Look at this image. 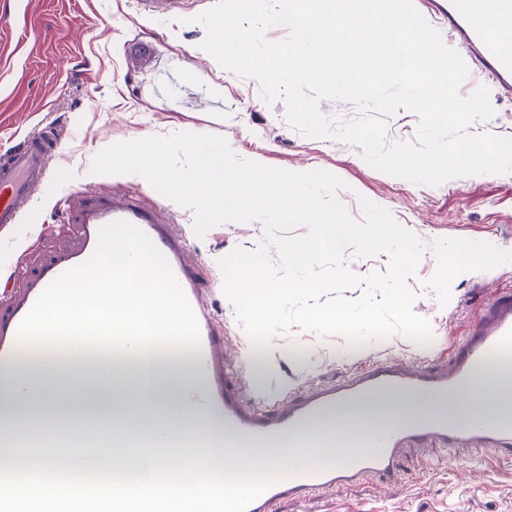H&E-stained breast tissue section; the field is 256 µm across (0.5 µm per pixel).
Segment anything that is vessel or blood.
Masks as SVG:
<instances>
[{
	"label": "vessel or blood",
	"mask_w": 512,
	"mask_h": 512,
	"mask_svg": "<svg viewBox=\"0 0 512 512\" xmlns=\"http://www.w3.org/2000/svg\"><path fill=\"white\" fill-rule=\"evenodd\" d=\"M494 15L500 25L488 28L483 19ZM448 30L481 72L512 91V0H452ZM58 139L44 133L28 134L0 162V228L19 223L31 205L33 193L48 178V160ZM125 220L140 228L163 253L189 300L199 322L196 350L189 353L192 374L200 382L195 391L182 393L192 406L201 430L209 439L223 437L224 452L215 456L223 464L238 448H282L287 440L309 435L314 447H328L321 424L339 407L365 401L382 389L421 396L439 409L424 418H412L375 433L370 446L345 463L307 467L305 460L290 459V471L273 477L272 485L248 507L247 512H273L284 499L357 484L367 477H393L402 448L427 444L434 448H493L512 458V410L470 418L452 411L456 400L481 386L483 377L502 365H512V294H502L487 306L477 324L456 347L448 368L404 366L392 359L362 365L340 381L306 391L285 393L260 406L243 393V377L227 371L224 334L206 304L207 290L199 283L188 259L189 238L172 218L132 197L94 195L75 207L76 229L69 245L39 260L36 268L0 289V395H10L18 371L37 375L42 354L22 342L21 322L38 296L60 275L84 263L94 252L101 227ZM56 464H64V449L89 447L92 434L76 437L44 428Z\"/></svg>",
	"instance_id": "b4317fda"
}]
</instances>
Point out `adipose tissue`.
<instances>
[{
	"label": "adipose tissue",
	"mask_w": 512,
	"mask_h": 512,
	"mask_svg": "<svg viewBox=\"0 0 512 512\" xmlns=\"http://www.w3.org/2000/svg\"><path fill=\"white\" fill-rule=\"evenodd\" d=\"M192 380L185 362L174 357L159 360L135 342L129 344L124 359L107 363L92 378L79 375L76 364L46 356L38 383L21 382L13 393L15 426L24 439L18 450L21 464L52 474L53 462L42 440V428L53 423L61 431L72 430L74 423L62 405L64 394L70 393L79 399L83 418L99 428L96 447L71 453V469L83 471L89 460L101 458L106 464L146 473L150 460L160 454L155 443L161 435L176 438L196 420L180 398L181 390ZM429 406L425 399L382 391L370 401L339 409L336 418L353 420L359 440H365L381 422L406 420ZM359 440L334 439L333 458L341 460L358 451Z\"/></svg>",
	"instance_id": "1"
}]
</instances>
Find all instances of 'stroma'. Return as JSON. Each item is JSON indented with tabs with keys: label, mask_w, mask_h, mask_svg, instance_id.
<instances>
[{
	"label": "stroma",
	"mask_w": 512,
	"mask_h": 512,
	"mask_svg": "<svg viewBox=\"0 0 512 512\" xmlns=\"http://www.w3.org/2000/svg\"><path fill=\"white\" fill-rule=\"evenodd\" d=\"M215 0H193L179 16H155L142 0H0V160L27 133L51 127L61 139L49 176L22 223L10 227L5 253L29 246L49 255L67 245L58 235L69 211L58 201L85 191L131 194L169 210L185 230L193 212L132 175L91 171L102 146L175 132L224 137L240 158L287 171L325 170L343 180L338 194L354 219L361 199L387 209L424 246L410 286L416 315L431 325L421 344L396 333L351 347L339 334L299 328L253 348L223 292L219 258L234 248L265 245L262 223L226 222L193 238L196 273L206 287L230 357H242L247 395L271 401L289 388L338 382L377 358L443 367L457 344L497 294L512 291V172L452 178L430 186L380 172L361 150L333 137L312 138L292 128L283 101L266 102L258 82L223 69L201 49L205 29L196 15ZM494 116L469 134L512 137V93L488 86ZM493 251L496 264L465 262L466 254ZM452 269L439 280V264ZM266 374L255 381L257 361ZM274 512H512V461L491 448L427 446L404 449L394 476L276 504Z\"/></svg>",
	"instance_id": "35a3bbf8"
}]
</instances>
